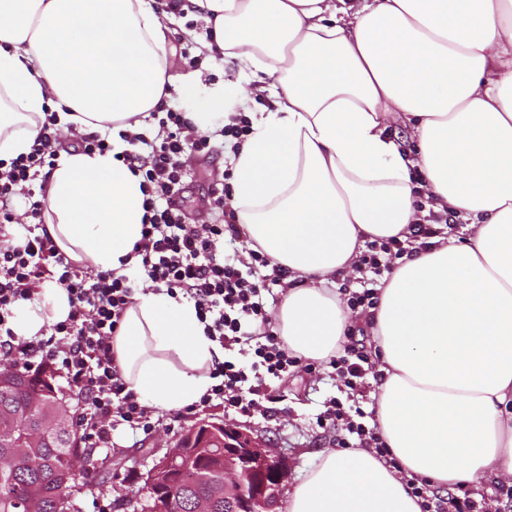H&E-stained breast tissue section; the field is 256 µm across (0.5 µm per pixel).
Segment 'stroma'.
<instances>
[{
	"mask_svg": "<svg viewBox=\"0 0 512 512\" xmlns=\"http://www.w3.org/2000/svg\"><path fill=\"white\" fill-rule=\"evenodd\" d=\"M162 21L172 30L167 50L173 71H188L184 52L190 44L204 45V24L198 21L190 27L185 19L167 15ZM225 161L221 154L191 159L192 178L183 194L190 223L206 218L210 190L222 179ZM378 381V372H369L363 393L349 396L332 367L323 366L312 373L299 368L271 382L275 401L266 414L245 413L218 400L181 417L172 411L153 410L156 427L151 433L135 434L126 427H116L111 447L96 449L91 462L84 464L78 479L84 487L82 512H132V502L143 497L144 478L153 462L173 447L186 429L207 418H220L262 435L287 460L285 484L293 486L304 478L320 452L336 445V431L323 424L331 400L345 399L350 405L369 409Z\"/></svg>",
	"mask_w": 512,
	"mask_h": 512,
	"instance_id": "1",
	"label": "stroma"
}]
</instances>
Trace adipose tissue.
Listing matches in <instances>:
<instances>
[{"instance_id":"adipose-tissue-1","label":"adipose tissue","mask_w":512,"mask_h":512,"mask_svg":"<svg viewBox=\"0 0 512 512\" xmlns=\"http://www.w3.org/2000/svg\"><path fill=\"white\" fill-rule=\"evenodd\" d=\"M155 0H0V160L29 153L46 112L104 152L60 150L46 229L77 265L131 275L145 210L123 136L178 99L196 131L241 90L263 99L231 154L236 222L287 268L274 328L298 356L342 349L350 314L331 283L365 241L407 238L418 200L462 218L465 243L402 258L369 317L382 375L374 420L389 455L330 449L286 512H421L408 483L443 491L512 475V0H190L247 85L210 82L212 55L175 74ZM411 131L400 147L391 119ZM71 311L43 283L12 320L44 336ZM149 408L201 401L224 350L194 302L139 291L112 338Z\"/></svg>"}]
</instances>
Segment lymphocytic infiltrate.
I'll return each instance as SVG.
<instances>
[{
	"label": "lymphocytic infiltrate",
	"instance_id": "f902f5d3",
	"mask_svg": "<svg viewBox=\"0 0 512 512\" xmlns=\"http://www.w3.org/2000/svg\"><path fill=\"white\" fill-rule=\"evenodd\" d=\"M157 129L129 135L130 152L124 161L141 173L144 200L142 238L134 252L141 257L145 276L155 287L181 292L194 300L207 335L224 349L244 341L252 342L248 363L228 357L211 372L214 384L209 398L248 410L257 406L266 381L278 378L302 365V358L289 351L284 340L267 327L265 294L288 275L285 268L270 266L261 251L247 256L219 253L220 241L237 240L240 230L234 210L224 197L214 203L218 218L209 224L185 223L173 198L190 176L191 156H210L219 144L240 147L251 125L247 113L236 111L224 121L217 135L196 132L184 112L174 107L156 116ZM60 139L55 115H47L28 154L11 160L0 170V222H11L8 204L23 198L28 219L23 234L0 243V353L21 354L22 369L29 374L50 371L73 386L84 401L78 417L83 442L90 448L111 445L112 429L128 425L151 431L150 410L129 389L112 354V338L136 289L124 275L79 270L49 236L43 222L47 206L44 190L36 183L44 168L52 167ZM448 221L444 212H430L416 224L407 240L390 238L367 242L355 266L357 289L348 291L347 306L362 314L378 303L372 276L392 272L398 259L414 250L431 248ZM51 278L66 288L72 310L64 321L52 325L48 338L27 341L17 338L10 327L18 301L31 297L42 278ZM329 364L344 386L360 391L370 368L369 357L355 346H345ZM330 427L347 431L341 447L354 446L384 453L385 444L376 426L366 425L333 402L327 411Z\"/></svg>",
	"mask_w": 512,
	"mask_h": 512
}]
</instances>
